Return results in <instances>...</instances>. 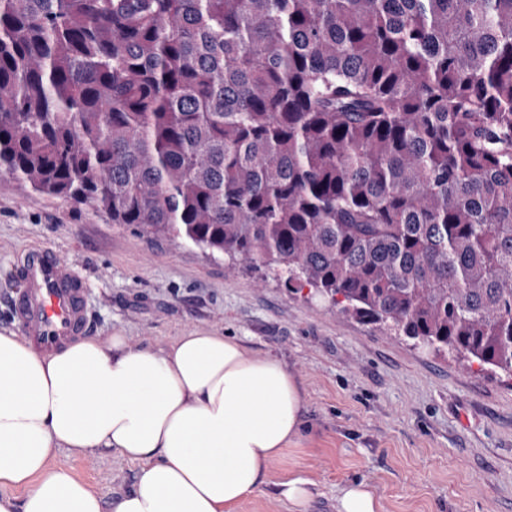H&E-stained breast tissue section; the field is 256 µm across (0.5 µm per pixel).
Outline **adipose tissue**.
Wrapping results in <instances>:
<instances>
[{"label":"adipose tissue","mask_w":512,"mask_h":512,"mask_svg":"<svg viewBox=\"0 0 512 512\" xmlns=\"http://www.w3.org/2000/svg\"><path fill=\"white\" fill-rule=\"evenodd\" d=\"M287 365L190 331L144 348L87 337L54 353L0 331V512H102L99 496L49 461L56 449L117 452L141 466L111 512H229L262 492L303 425Z\"/></svg>","instance_id":"ef3b65f1"}]
</instances>
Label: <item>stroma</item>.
Listing matches in <instances>:
<instances>
[{
  "label": "stroma",
  "instance_id": "35a3bbf8",
  "mask_svg": "<svg viewBox=\"0 0 512 512\" xmlns=\"http://www.w3.org/2000/svg\"><path fill=\"white\" fill-rule=\"evenodd\" d=\"M72 262L87 290L90 335L157 347L186 332H218L298 378L306 424L273 463L262 493L232 512H289L278 484L312 481L308 512H336L352 482L379 512H512V378L341 312L311 288L232 270L221 255L115 224L84 205L25 189L0 175V330L16 331L12 300L25 252ZM65 468L111 508L140 466L115 452L76 456Z\"/></svg>",
  "mask_w": 512,
  "mask_h": 512
}]
</instances>
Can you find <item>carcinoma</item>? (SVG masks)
Segmentation results:
<instances>
[{
    "mask_svg": "<svg viewBox=\"0 0 512 512\" xmlns=\"http://www.w3.org/2000/svg\"><path fill=\"white\" fill-rule=\"evenodd\" d=\"M0 174L512 375V0H0Z\"/></svg>",
    "mask_w": 512,
    "mask_h": 512,
    "instance_id": "obj_1",
    "label": "carcinoma"
}]
</instances>
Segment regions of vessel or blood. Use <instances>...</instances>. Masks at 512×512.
Returning a JSON list of instances; mask_svg holds the SVG:
<instances>
[{
	"label": "vessel or blood",
	"mask_w": 512,
	"mask_h": 512,
	"mask_svg": "<svg viewBox=\"0 0 512 512\" xmlns=\"http://www.w3.org/2000/svg\"><path fill=\"white\" fill-rule=\"evenodd\" d=\"M21 278L12 315L35 350L52 353L83 335L88 326L85 290L70 262L31 250L24 256Z\"/></svg>",
	"instance_id": "1"
}]
</instances>
